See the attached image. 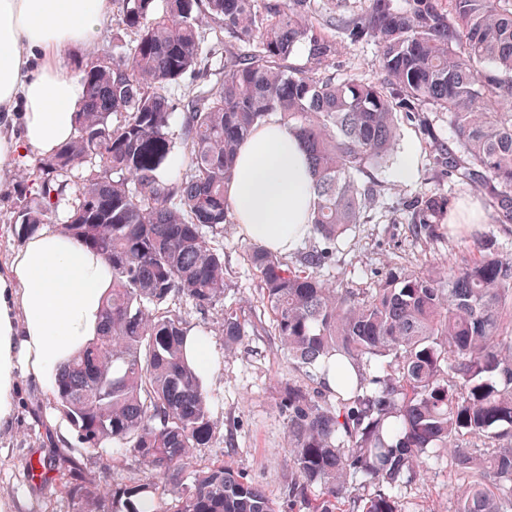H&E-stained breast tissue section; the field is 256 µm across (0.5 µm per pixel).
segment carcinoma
Listing matches in <instances>:
<instances>
[{
    "label": "carcinoma",
    "instance_id": "cac0c4a2",
    "mask_svg": "<svg viewBox=\"0 0 512 512\" xmlns=\"http://www.w3.org/2000/svg\"><path fill=\"white\" fill-rule=\"evenodd\" d=\"M115 2L112 54L81 69L75 136L20 171L36 189L16 197L13 225L25 237L63 207V228L110 265L102 333L61 371L53 406L79 455L112 449L118 466L162 482L63 472L73 512H406L403 494L446 452L453 512H512V257L476 239L468 261L388 272L358 292L320 278L377 195L365 173L392 150L398 111L423 126L424 113H448L459 149L434 143L433 164L482 188L493 222L512 226V0ZM204 22L224 41L207 45ZM345 38L378 43L383 80L336 77ZM300 46L303 63L290 62ZM177 110L186 154L169 178ZM273 118L304 142L324 247L294 267L244 246L267 314L250 325L224 305L212 237L232 221L224 185L241 146ZM453 206L424 192L401 211L430 231ZM181 303L224 307L227 351L251 330L277 336L304 376L275 389L288 430L282 501L222 459L192 463L219 430L184 357Z\"/></svg>",
    "mask_w": 512,
    "mask_h": 512
}]
</instances>
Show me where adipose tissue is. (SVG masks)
<instances>
[{"instance_id": "adipose-tissue-1", "label": "adipose tissue", "mask_w": 512, "mask_h": 512, "mask_svg": "<svg viewBox=\"0 0 512 512\" xmlns=\"http://www.w3.org/2000/svg\"><path fill=\"white\" fill-rule=\"evenodd\" d=\"M114 0H0V118L19 117L22 139L0 134V164L49 157L75 133L86 87L63 60L92 57ZM227 199L243 239L288 253L308 235L313 177L293 130L269 122L242 147ZM112 286L105 260L61 226L29 236L0 275V429L16 418L21 378L53 391L57 373L93 342Z\"/></svg>"}]
</instances>
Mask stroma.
<instances>
[{"mask_svg":"<svg viewBox=\"0 0 512 512\" xmlns=\"http://www.w3.org/2000/svg\"><path fill=\"white\" fill-rule=\"evenodd\" d=\"M337 74L355 73L367 81L380 77L378 47L371 41L345 43L336 58ZM400 136L386 163L369 168L368 177L379 185L381 195L369 212L367 222L355 224L336 244L332 260L321 272L322 279L336 288H366L386 271H425L434 263L460 260L465 241L481 238L501 253H512V227L484 218L479 224H441L433 233L420 231L407 222L396 208L423 192L452 194L456 201L473 200L486 207L483 191L448 182L430 157L433 143L455 147L456 135L448 116L433 114L429 127L399 119ZM412 161L414 174L401 178L404 161ZM35 157L11 160L0 171V270L21 247L9 222L17 193L19 164H35ZM217 247L224 250V270L230 291L225 306L241 318L256 321L263 314L260 282L243 260L244 239L236 225L228 224ZM216 371L207 381L210 410L223 435L212 446L196 451L197 461L220 455L245 472L273 497H281L286 464L281 454L287 440L286 427L276 408L273 385L287 376L288 367L276 336L247 337L232 351H225L223 336L210 337ZM51 398L34 381L21 379L13 427L0 431V499L11 503L14 512H72L69 502L57 496L54 483L30 478L27 461L54 457L63 466L74 467L88 480H100L112 472V453L74 457L62 443L71 428L50 406ZM453 475L447 457L431 461L427 479L411 493L408 512H451L448 485Z\"/></svg>","mask_w":512,"mask_h":512,"instance_id":"1","label":"stroma"}]
</instances>
